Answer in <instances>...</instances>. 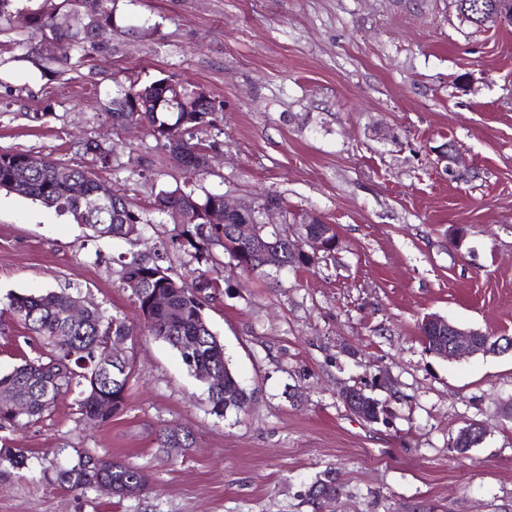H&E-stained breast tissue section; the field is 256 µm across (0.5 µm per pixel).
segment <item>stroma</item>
I'll use <instances>...</instances> for the list:
<instances>
[{
  "label": "stroma",
  "instance_id": "obj_1",
  "mask_svg": "<svg viewBox=\"0 0 512 512\" xmlns=\"http://www.w3.org/2000/svg\"><path fill=\"white\" fill-rule=\"evenodd\" d=\"M203 89L223 110L198 176L151 129H113L128 79ZM112 151L97 169L84 144ZM454 143L464 177L435 150ZM0 151L97 170L148 208L189 187L256 203L280 197L288 235L314 214L334 225L332 257L258 276L209 275L210 327L254 391L240 412L211 413L203 384L167 343L139 337L124 408L86 421L73 395L52 414L0 430L29 467H0V512H512V353L444 360L421 338L435 313L512 336V24L473 32L451 0H115L112 29L77 47L0 23ZM173 219L152 214L130 238H93L69 216L0 190V370L38 356L9 295L76 287L85 305L140 316L119 260L149 255ZM382 402L370 423L340 397ZM471 422L483 442L459 454ZM191 430L167 457L159 428ZM147 467L148 490L119 498L41 480L77 451ZM335 470L320 509L307 485ZM342 398L345 400L346 405L351 413L355 416L368 421L378 422L380 414H384V406L375 398H369L371 404L373 403L379 410L380 414H372L366 408V401L368 400L364 390L358 387H349L342 392Z\"/></svg>",
  "mask_w": 512,
  "mask_h": 512
}]
</instances>
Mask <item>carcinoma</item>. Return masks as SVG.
I'll return each mask as SVG.
<instances>
[{
  "label": "carcinoma",
  "mask_w": 512,
  "mask_h": 512,
  "mask_svg": "<svg viewBox=\"0 0 512 512\" xmlns=\"http://www.w3.org/2000/svg\"><path fill=\"white\" fill-rule=\"evenodd\" d=\"M71 2L84 9L80 25L59 22L51 15L33 22V25L50 30L56 38L75 42L98 37L111 29L112 0ZM452 4L456 16L467 18V25L477 31L486 27L485 19L492 14H512V0H452ZM171 96V83L163 79L149 85L129 81L124 97L110 112L112 126L122 128L128 124H147L153 133L166 140L169 154L187 172L194 174L200 168L201 151L205 145L194 140L193 133L215 127L222 107L212 99L194 98L187 94L185 98L192 111L178 112L167 104V98ZM26 156L25 152H0V190H9L12 180L22 178L27 184L25 197L70 216L97 238H127L141 225L149 223L145 212L125 197L113 193L91 172L51 160L45 161L39 169H31L25 165ZM70 181L84 184L88 194L106 195L109 200L107 208L98 212L88 211L83 201L69 193ZM223 198L222 193L206 192L199 196L192 190L180 189H161L155 194L150 209L158 214L178 210L187 217V222L167 238L162 251L151 256L133 255L121 265L120 285L131 289L143 323L138 331L126 318L118 314L108 315L98 306L89 308L83 321L77 324L67 322L65 309L71 294L65 291L10 295L7 310L18 323L43 341L49 348V356L46 362L36 357L24 360L6 372L0 371V401L13 393L21 395L30 389L43 391L49 388L57 397L75 387L80 388L81 395L96 388L108 396L106 403L109 407L106 410H96L95 401L85 397L76 401V407L78 413L89 420L107 421L125 405L135 365L133 353L129 352L125 363L114 367L109 376L100 367L101 355L113 338L126 337L133 344L138 336L149 335L176 349L192 375L201 370L224 375L223 386L206 388V401L211 413L222 416L229 411L243 410L251 400V394L230 370L224 356V344L210 328L204 293L218 287L217 282L207 276L208 267L225 258L236 268L258 273L259 258L257 248L251 244L244 245L238 254L225 250L224 239L232 234L233 225L207 224L208 208L223 202ZM259 231L265 243L279 247L283 267H309L301 254L299 240L281 238L275 229L265 224L260 225ZM171 251L184 253L197 264L192 269L191 280L172 276L171 266L166 264ZM156 294L168 296V305L157 306L153 301ZM55 405L54 401L36 400L18 416L0 407V430L36 422L51 412ZM155 440L157 447L164 452L169 448L185 450L193 446L194 436L186 430L173 434L161 428L156 431ZM4 463L14 469H26L28 457L3 443L0 445V465ZM43 477L49 484L69 491L89 489L101 480H108L113 485V495L120 498L130 485L145 488L150 480L144 468L101 457L91 450L76 452V459L66 465L43 468ZM338 496L336 474L330 471L311 483L307 491V497L320 508L336 501Z\"/></svg>",
  "instance_id": "cac0c4a2"
}]
</instances>
